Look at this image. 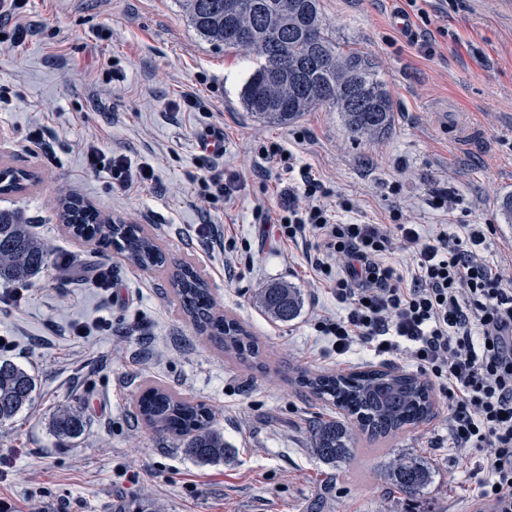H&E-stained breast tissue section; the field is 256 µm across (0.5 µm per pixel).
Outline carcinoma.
I'll list each match as a JSON object with an SVG mask.
<instances>
[{"instance_id":"1","label":"carcinoma","mask_w":512,"mask_h":512,"mask_svg":"<svg viewBox=\"0 0 512 512\" xmlns=\"http://www.w3.org/2000/svg\"><path fill=\"white\" fill-rule=\"evenodd\" d=\"M191 27L207 41L257 58L246 80L241 102L259 120L288 125L303 113L329 107L341 113L355 139L379 138L394 122L391 96L370 59L343 49L325 30L319 0H180ZM0 193L22 192L36 181L27 171L6 167ZM68 232L111 247L141 270L162 268L167 259L157 240L136 224L107 221L88 202L61 197L57 212ZM49 252L23 212L0 210V279L25 282L48 263ZM170 286L184 316L197 334L224 345V353L241 362L258 358L256 337L240 321L216 310L208 282L190 265L171 274ZM262 312L281 323L298 317L299 289L278 282L260 289ZM298 384L316 399L336 406L339 416L313 427L316 456L328 464L354 458L359 435L371 441L393 437L432 412L429 384L420 376L368 369L347 374L302 372ZM34 378L11 361H0V423L13 420L30 404ZM137 420L155 432L178 440L185 454L200 464L216 463L231 454L218 427V415L161 386H151L136 400ZM52 431L74 440L85 430L83 417L61 407L51 417ZM433 479L427 459L399 453L390 460L387 483L396 492L417 497Z\"/></svg>"}]
</instances>
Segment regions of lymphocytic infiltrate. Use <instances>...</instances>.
<instances>
[{
  "mask_svg": "<svg viewBox=\"0 0 512 512\" xmlns=\"http://www.w3.org/2000/svg\"><path fill=\"white\" fill-rule=\"evenodd\" d=\"M85 155L121 191L151 178L150 167H133L95 141ZM271 162L286 184L259 218L289 241L313 239L311 267L343 310L318 318L315 330L332 337L340 355L360 340L376 355L410 359L448 400L453 447L488 452L473 473L472 512H512V284L479 261L486 241L480 225L428 237L416 224H347L340 215L354 211L350 199L323 204L321 181L280 143L265 146L255 167ZM190 179L213 203L233 204L242 189L238 176L203 162ZM397 249L412 253L411 274L386 262Z\"/></svg>",
  "mask_w": 512,
  "mask_h": 512,
  "instance_id": "1",
  "label": "lymphocytic infiltrate"
}]
</instances>
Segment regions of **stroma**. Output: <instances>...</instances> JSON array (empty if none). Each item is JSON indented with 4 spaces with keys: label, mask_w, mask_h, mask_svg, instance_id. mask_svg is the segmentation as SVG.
I'll return each mask as SVG.
<instances>
[{
    "label": "stroma",
    "mask_w": 512,
    "mask_h": 512,
    "mask_svg": "<svg viewBox=\"0 0 512 512\" xmlns=\"http://www.w3.org/2000/svg\"><path fill=\"white\" fill-rule=\"evenodd\" d=\"M401 0H320L329 35L368 53L395 106L389 133L353 139L336 110L320 107L286 126L246 112L241 88L253 58L199 37L179 0H26L31 28L21 46L0 22V163L34 172L0 209L24 212L51 256L70 255L78 280L47 265L17 302L0 301V350L35 379L29 408L0 424V503L8 512H469L470 476L480 453L461 454L448 434V402L396 437L361 440L353 461L332 466L313 452L311 428L335 417L295 381L298 371L382 368L364 346L337 356L311 322L339 308L315 282L305 243L268 235L259 208L276 204L275 180L253 176L267 142L290 150L331 194L358 206L353 221L384 224L401 213L436 234L447 222L487 226L483 256L497 263L512 247L499 211L512 195V0H426L427 18L394 23ZM443 28L432 54L415 42ZM201 102L189 111L185 94ZM43 127L48 148L30 152ZM97 141L153 179L128 192L87 168ZM218 170L240 175L234 204L200 201L189 174L203 147ZM75 195L104 218L142 225L167 256L156 271L131 266L115 250L74 239L52 208ZM448 210L435 208L436 196ZM192 262L221 309L257 338L260 361L242 364L202 340L178 309L169 276ZM110 271L113 287L97 286ZM285 281L304 304L289 323L270 320L256 296ZM84 335H74L75 327ZM153 385L215 409L231 455L202 465L178 442L135 418L133 402ZM62 406L83 412L85 434L58 440L49 427ZM400 452L427 458L434 477L408 498L383 479Z\"/></svg>",
    "instance_id": "obj_1"
}]
</instances>
